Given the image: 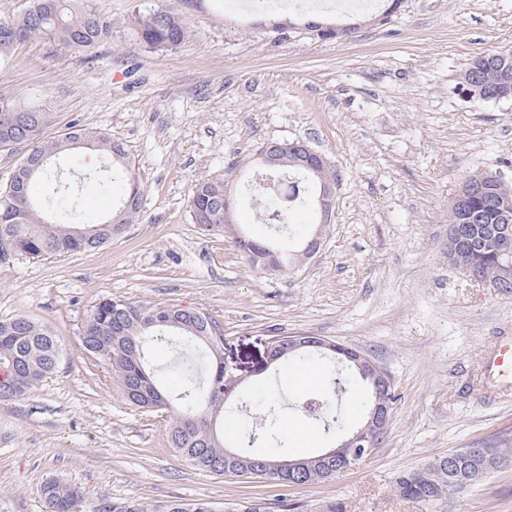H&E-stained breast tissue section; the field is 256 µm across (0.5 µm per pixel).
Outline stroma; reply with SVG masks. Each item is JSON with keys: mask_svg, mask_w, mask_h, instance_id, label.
Instances as JSON below:
<instances>
[{"mask_svg": "<svg viewBox=\"0 0 512 512\" xmlns=\"http://www.w3.org/2000/svg\"><path fill=\"white\" fill-rule=\"evenodd\" d=\"M112 37L84 50L24 41L0 62V90L52 113L48 139L105 131L128 153L143 191L125 233L69 256L0 264V318L27 316L64 343L56 373L19 399L0 400V512H41L52 477L80 488L83 512L109 501L205 498L223 506L288 498L303 512L330 501L347 512H512V463L426 505L398 497V471L459 448L512 445V391L475 381L486 347L512 336V291L478 284L448 262V210L466 176L512 183V100L479 103L461 84L466 65L512 49V0H401L372 9H247L239 0H89ZM171 10L189 32L177 47L140 42L134 9ZM351 25L322 39L303 25ZM300 139L338 174L336 212L314 258L288 273L253 269L239 228L267 237L244 190L270 140ZM55 165L92 220L125 192L94 189L98 152ZM223 180L234 222L209 234L192 224L198 182ZM177 304L224 329V361L245 377L228 407L266 453L265 412L282 421V449L302 457L336 440L302 405L341 375L330 358L268 364L272 337L307 333L352 346L391 375L397 401L374 454L342 476L294 489L218 476L184 460L168 439L169 413L130 406L106 366L88 356L82 325L100 300ZM312 375L308 387L296 378Z\"/></svg>", "mask_w": 512, "mask_h": 512, "instance_id": "1", "label": "stroma"}]
</instances>
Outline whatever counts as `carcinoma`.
<instances>
[{
	"label": "carcinoma",
	"mask_w": 512,
	"mask_h": 512,
	"mask_svg": "<svg viewBox=\"0 0 512 512\" xmlns=\"http://www.w3.org/2000/svg\"><path fill=\"white\" fill-rule=\"evenodd\" d=\"M132 25L140 41L154 47H176L188 35L184 20L170 10L159 11L157 20L151 19L149 12H137ZM111 36V20L92 9L80 7L79 0H30L21 18L0 21V59L16 44L30 39L92 49ZM462 79L474 100L497 101V94L512 83V50L474 59L464 69ZM4 114L16 116L18 125L9 127L0 121V147L21 145L26 154L34 155L42 163L32 173L18 166L12 176V186L0 192V255L39 258L78 253L106 244L135 221L141 203H128L126 195L109 214L119 221L118 225L103 220L86 223L80 198L52 167L53 160L64 152L97 150L112 159L110 175L96 179L97 191L111 192L112 183L117 179L131 188L137 181L122 143L108 133L83 129L45 140L43 132L51 123L50 113L24 109L11 95L0 92V116ZM274 169L288 173L293 201L285 209L267 193L262 207L267 223L288 230V235L258 240L245 236L249 241L279 252L272 265L266 264L265 257L248 250L244 251V257L255 269L285 273L297 267V253L316 233L323 231L316 197L321 183L336 179V173L328 166L309 167L297 150L278 155ZM40 181L52 184V190L37 200L34 186ZM188 207L192 223L211 225L212 234L224 231V182L204 180L198 183ZM501 209L512 210V186L497 181L484 183L483 195L470 203V210L477 218V223L470 225L472 235L487 237L490 226L498 223ZM298 210L308 211L311 217V229L305 234L295 232L292 227L291 216ZM492 250L494 245L490 241L480 251H473L462 243L448 252V261L454 266L460 262L471 263L484 277L497 279L501 276V261ZM157 336L171 337L177 352L186 357L176 367L180 384L174 392L162 386L147 355L149 341ZM81 343L88 355L108 366L131 406L145 412L177 409L169 425V440L195 468L217 475L263 479L265 474L260 472V465L282 459L275 451L266 454L246 451L256 441V434L244 426H237L231 433L225 430V395L234 400L241 396L243 386L230 381L224 369V329L204 310L182 309L170 304L139 306L120 298L103 299L93 306L86 318ZM61 352V338L47 326L26 316L0 319V399L22 398L54 374ZM339 385L345 392L363 386L367 412L378 400L390 409L396 402L393 389L375 398L372 384L355 370L349 371ZM335 393L333 387L323 396L322 422L327 432L341 434L344 424L332 412ZM498 469L497 465L485 466L478 472L467 470L450 478L448 462L441 456L420 469L399 472L393 485L398 496L431 505L455 491L451 482L461 480L472 485ZM80 497L76 487L51 479L41 491L43 512H69L70 503ZM100 512H268V507L251 500L220 510L203 498L190 502L132 498L108 503Z\"/></svg>",
	"instance_id": "obj_1"
}]
</instances>
